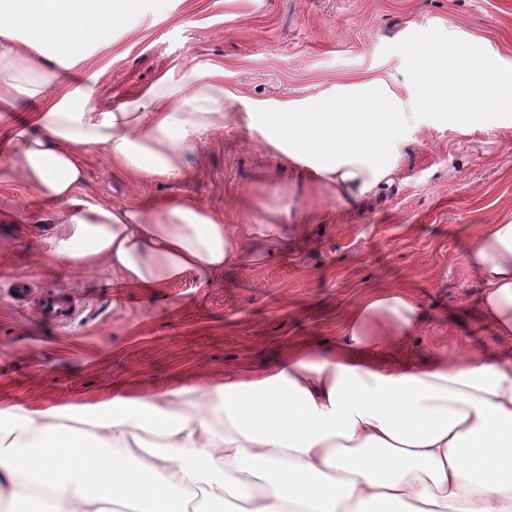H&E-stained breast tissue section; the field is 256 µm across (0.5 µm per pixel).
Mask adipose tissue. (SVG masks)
Here are the masks:
<instances>
[{
    "label": "adipose tissue",
    "mask_w": 512,
    "mask_h": 512,
    "mask_svg": "<svg viewBox=\"0 0 512 512\" xmlns=\"http://www.w3.org/2000/svg\"><path fill=\"white\" fill-rule=\"evenodd\" d=\"M156 0H0V179L20 177L65 211L50 257L61 267L109 264L126 288H162L257 260L280 224H226L194 199L116 207L80 187L85 156L144 178L178 176L186 156L228 123L289 157L312 160L342 202L390 184L407 115L386 86L358 88L347 107L224 111V86L191 77L180 97L143 90L96 111L93 81L112 64V30ZM87 71L90 82L65 72ZM415 104L470 122L463 101L512 103L494 67L454 48L414 61ZM37 108L22 127L6 115ZM499 342L435 355L426 367L385 350L419 328L405 291L370 293L345 318L334 351L300 343L277 365L244 364L198 381L58 409H0V492L38 488L40 512H512V222L484 225L465 257Z\"/></svg>",
    "instance_id": "1"
}]
</instances>
